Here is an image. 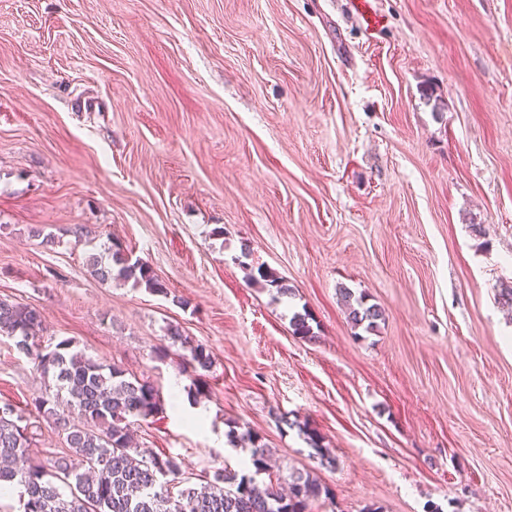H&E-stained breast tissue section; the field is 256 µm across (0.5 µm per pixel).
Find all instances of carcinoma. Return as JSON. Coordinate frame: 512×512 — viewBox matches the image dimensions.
Instances as JSON below:
<instances>
[{
	"label": "carcinoma",
	"instance_id": "1",
	"mask_svg": "<svg viewBox=\"0 0 512 512\" xmlns=\"http://www.w3.org/2000/svg\"><path fill=\"white\" fill-rule=\"evenodd\" d=\"M94 275L102 282L134 280L150 290L167 289L152 268L132 260L120 247L107 256L91 259ZM252 279L284 295L288 288L273 273L258 269ZM348 320L356 329L371 332L385 320L384 311L362 294L340 289ZM309 313L296 312L290 320L293 334L313 337ZM41 312L33 307L0 299V335L14 340L17 351L35 361L43 377L56 389L54 399L44 396L32 401L34 411L56 420L65 434L73 458L60 457L52 467L30 454L24 415L10 403L0 406V490L16 488L23 512H308L312 502L329 497V488L308 471H288V493L278 490L282 479L273 475L269 450L250 432L228 437L251 445L254 474L239 475L218 469L201 483L183 471L182 460L173 455H145L132 446L131 423L146 420L162 411L163 399L152 384L142 381L115 364L97 362L73 349L68 339L50 351L42 349L37 330ZM185 360L194 370L212 366L210 353L202 345L189 347ZM76 411L83 424H74L57 412L59 403ZM303 431L321 463L335 462L323 438L305 426ZM265 474L266 481L256 476Z\"/></svg>",
	"mask_w": 512,
	"mask_h": 512
}]
</instances>
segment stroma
<instances>
[{
  "label": "stroma",
  "instance_id": "obj_1",
  "mask_svg": "<svg viewBox=\"0 0 512 512\" xmlns=\"http://www.w3.org/2000/svg\"><path fill=\"white\" fill-rule=\"evenodd\" d=\"M374 7L371 34L351 0H0V299L157 387L134 435L188 476L252 472L249 430L331 489L312 512H512V0ZM111 239L165 293L100 282ZM47 387L0 336L49 464ZM340 295L348 320L354 328L371 332L379 326L380 321L385 320L384 311L375 304H369L362 293L356 295L349 288H341Z\"/></svg>",
  "mask_w": 512,
  "mask_h": 512
}]
</instances>
